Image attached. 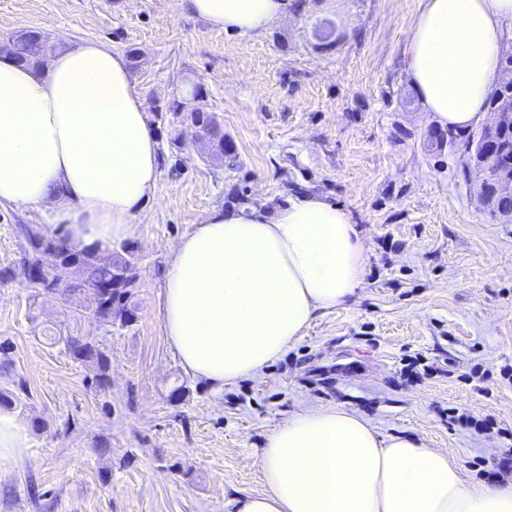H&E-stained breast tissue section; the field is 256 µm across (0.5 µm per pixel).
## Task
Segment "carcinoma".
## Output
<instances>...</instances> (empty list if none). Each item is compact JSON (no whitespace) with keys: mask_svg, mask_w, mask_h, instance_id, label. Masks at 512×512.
<instances>
[{"mask_svg":"<svg viewBox=\"0 0 512 512\" xmlns=\"http://www.w3.org/2000/svg\"><path fill=\"white\" fill-rule=\"evenodd\" d=\"M0 52L14 56L18 61L33 67H40L54 52V46L40 41L29 31L11 35L0 41ZM489 112H512V63L499 66L498 77L486 103ZM192 121L197 124V131L205 142L211 144L212 150L206 161L215 165L235 169L239 166L235 153L223 148L224 133L219 129L215 113L202 107H195L189 112L172 113L171 124H185ZM478 143L477 131L450 130L446 133L429 135L428 146L432 150L442 151L444 145L463 149L470 154L471 161H476L472 147ZM498 162L512 163V129L507 127L496 133ZM482 180L483 190L477 194L483 209L495 221L499 220L501 204L496 197V187L487 174L477 175ZM26 242L24 264L30 268H41L53 256L64 254L68 247L66 241L58 236L44 234L35 224L23 226ZM71 281L73 292L83 296L89 308L98 319L112 325L115 313L126 314V321L120 327H130L138 320V307L132 298L137 288V250L130 243L107 251L92 249L78 250L70 256ZM63 341L71 356L84 365L95 368L94 382L103 388L108 379L110 368L108 354L99 346L87 341L82 336H65Z\"/></svg>","mask_w":512,"mask_h":512,"instance_id":"1","label":"carcinoma"}]
</instances>
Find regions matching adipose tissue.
<instances>
[{"instance_id":"1","label":"adipose tissue","mask_w":512,"mask_h":512,"mask_svg":"<svg viewBox=\"0 0 512 512\" xmlns=\"http://www.w3.org/2000/svg\"><path fill=\"white\" fill-rule=\"evenodd\" d=\"M213 29L266 30L295 0H174ZM512 0H423L408 73L438 127L486 116ZM159 143L129 62L86 41L42 68L0 54V203L55 201L50 235L105 250L134 237L154 197ZM366 251L348 213L314 195L212 210L175 246L160 306L183 368L215 388L258 375L318 315L354 303ZM265 492L236 512H512V484L476 486L447 453L383 437L362 415L310 405L276 425L261 455Z\"/></svg>"}]
</instances>
